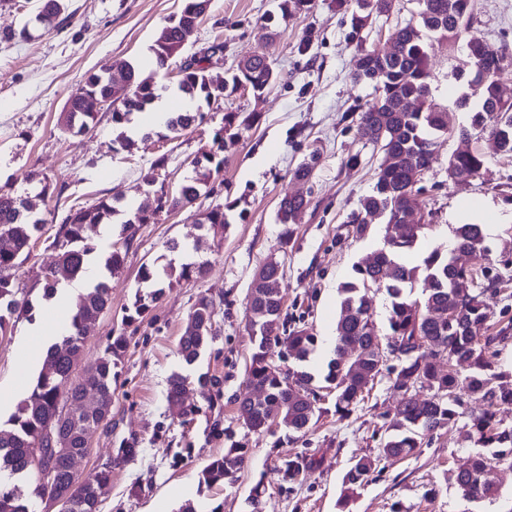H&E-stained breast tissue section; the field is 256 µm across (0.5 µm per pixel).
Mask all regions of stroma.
Here are the masks:
<instances>
[{"instance_id": "obj_1", "label": "stroma", "mask_w": 512, "mask_h": 512, "mask_svg": "<svg viewBox=\"0 0 512 512\" xmlns=\"http://www.w3.org/2000/svg\"><path fill=\"white\" fill-rule=\"evenodd\" d=\"M282 3L212 0L181 51L187 57L223 43L224 53L210 59L209 72L224 78L242 57L264 54L277 75L270 89L259 97L241 91L205 107L203 121L180 138H170L164 126L148 131L128 152L116 143L106 110H99L96 125L79 135L62 132L61 112L90 72L120 61L153 71L152 45L183 0H66L62 25L47 33L33 31L23 41L12 33L30 17L34 0H0V188L31 196L46 221L42 238L14 273L16 288L28 290L35 310L0 339V418L14 411L38 371L41 343L33 329L45 321L52 304L43 300L36 278L56 258L47 239L70 206L121 196L113 224L87 231L94 259H104L112 244L121 242L122 223L135 206L154 201L142 171L166 157L164 176L171 189H178L192 173V159L214 150L220 131L223 171L192 208L164 212L153 223L139 225L122 269L107 279L110 307L89 326L74 366L75 375H82L109 337L126 336L112 381L111 413L91 434L88 454L77 465L82 475L112 470L100 512H178L188 502L196 512H512L511 474L490 500H467L455 486L454 474L469 455L461 427L436 430L415 455H380L400 401L388 376L377 377L344 417L336 414L332 396L322 395L301 433L283 427L255 433L237 418L238 401L250 393L244 382L253 350L246 308L259 267L270 259L281 263L289 327H305L321 337L337 317L339 286L351 278L368 242L382 239L380 221H373L374 232L366 240L352 237L348 222L371 193L382 157L359 129L358 108L374 98V86L354 75L363 51L385 49L400 27L418 23L420 10L419 0H394L390 13L369 15L359 43L348 37L356 0L342 9L336 0H311L306 9L288 13L282 12ZM474 6L478 34L507 56L509 65L499 79L505 99L512 101V0H475ZM466 59L462 39L431 54V96L447 105L456 133L437 139L418 200L433 214L426 237L430 249L447 248L454 225L496 224L487 242L493 271L504 285L489 303L492 323L509 328L495 346L496 362L512 373V157L497 154L486 138L465 141L458 135L469 127L470 114L456 108L455 99L468 96L470 106L480 101L461 73ZM228 114L235 117L229 127L224 124ZM466 146L480 149L485 163L470 185L457 186L448 178V162ZM314 153L319 160L311 178L298 182L295 169ZM353 155L358 164H349ZM42 181L51 186L44 196L38 193ZM298 190L306 192L307 206L286 240L277 209L281 198ZM218 205L226 208L224 234L203 235L196 219ZM175 240L181 249H172ZM192 262L206 263L203 277L169 283V268ZM145 265L167 288L144 320L128 326L123 318L143 287L139 273ZM202 297L213 302L215 313L209 342L192 372L214 383L189 385L186 401L195 414L184 424L168 409V380L184 369L177 343ZM23 349L30 355L24 368L18 359ZM232 446L248 451L237 480L201 486L203 468ZM123 447L134 449V456H118ZM285 455L305 461L292 483L276 472ZM365 456L374 458V473L347 508H339L344 475ZM260 481L265 492L256 502L252 489Z\"/></svg>"}]
</instances>
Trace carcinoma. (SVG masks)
Segmentation results:
<instances>
[{"mask_svg":"<svg viewBox=\"0 0 512 512\" xmlns=\"http://www.w3.org/2000/svg\"><path fill=\"white\" fill-rule=\"evenodd\" d=\"M47 21L46 31L57 27L64 10L62 0H42ZM472 0H422L419 23L398 30L384 52L366 51L355 74L358 81L376 83L379 95L361 109L359 125L369 141L381 144L382 160L376 173L372 193L361 204L362 211L351 217L354 237L363 239L371 232L362 214L379 215L385 220L387 244L361 258L353 266L352 280L343 283V299L336 322L334 358L327 364L324 382L335 390L336 412L344 414L364 398V392L380 374L386 359L378 352L380 330L373 319L371 287L384 288L388 304V336L397 344V365L389 368L391 386L404 391L395 408L391 433L379 448V454L409 457L421 448L423 439L438 428L455 424L467 417L464 441L472 451L469 464L458 469L455 483L463 496L471 501L491 499L498 495L499 471H512V425L498 419L502 408L512 406V380L498 369L491 346L497 337L489 334L490 305L487 294H496L501 279L486 265L491 249L479 224H459L453 229V250L470 255L479 270L468 274L455 263L452 255L434 249L423 254L427 224L422 207L411 187L415 172L430 168L431 149L435 138L448 134V109L430 95L428 60L433 43L452 45L463 33L467 41L469 75L485 77L483 95L472 109L471 127L492 142L497 153L512 156V103L499 96L498 71L494 64L505 55L491 49L473 33ZM125 74L126 90L131 98H114V88L99 71L86 76L80 87L68 98L61 118L63 131L73 134L90 129L95 113L83 108L85 96L94 94L108 99L107 110L112 125L120 130L122 148L129 150L133 141L123 128L132 115L144 111L157 99L154 82L140 78L131 63L116 65ZM276 80L266 57L256 54L240 63L224 83L228 98L244 86L254 94L263 93ZM178 90L191 99L212 102V89L206 69L190 63L179 67ZM201 112H184L167 122L168 130L180 134L197 121ZM224 136H219L217 151L192 163L194 175L180 184L176 193L164 200L165 211L193 207L207 193L210 179L224 168ZM484 154L475 150L455 154L448 168L456 171V184L467 185L480 172ZM116 196L103 197L97 203L72 208L60 224L51 246L57 248L56 262L40 274L44 295H54L58 285L74 280L94 247L87 243V227L106 224L117 212ZM306 201L285 196L279 203L277 218L283 226L282 236L289 238L292 224ZM224 208L207 211L198 226L205 233L224 230ZM45 220L17 203V197L0 191V337L8 332L15 314L32 310L31 302L18 299L13 285V271L31 254L36 234ZM417 254L421 262L407 266L405 255ZM280 263L270 259L261 266L266 276L254 279L247 303V321L254 337V348L245 366L247 386L264 392V405L251 408L242 401L238 420L250 431H263V419L273 416L278 424L293 432L305 431L314 414L311 396L314 376L304 370L283 369L269 357L271 341L279 339L285 325L281 288L270 281L283 279ZM141 281L153 288L141 292L134 303L128 322L143 316L163 295L164 288L155 287L157 277L149 267H142ZM422 283V297H412L415 283ZM110 307L108 283L97 282L81 294L68 333L59 337L47 350L41 369L33 378L28 395L15 412L0 422V512H33L35 502L56 506L57 512H100L97 491L108 484L112 470L103 468L86 476L75 470L74 458L88 448L91 432L107 419L112 405V370L126 349V338L117 336L102 354L88 366L79 380H73V367L85 343V329ZM454 312L448 318V311ZM214 313L212 302L202 297L193 305L189 319L200 327L210 324ZM208 334L184 330L178 351L186 368H191L208 344ZM288 357L299 363L308 361L315 351L317 338L307 328L292 330L285 337ZM356 347L353 358L347 351ZM448 363V369L440 364ZM191 379L189 373H175L170 378L167 402L172 413L187 421L193 408L185 405L183 393ZM424 389L427 396L417 397ZM99 393L101 408L95 413L73 412L71 421L62 423L59 433L66 441L69 454L56 456L46 451L47 462L57 471V484L41 483L33 470L30 457L37 445L44 444L48 424L56 417L58 406L69 401L80 406L84 393ZM482 403L475 412H466L460 394ZM248 449L226 448L202 472L201 484L207 487L231 484L243 469ZM374 460L362 457L352 463L345 475L347 491L355 493L369 481ZM278 472L285 482H293L302 472V463L292 457L281 458Z\"/></svg>","mask_w":512,"mask_h":512,"instance_id":"cac0c4a2","label":"carcinoma"}]
</instances>
